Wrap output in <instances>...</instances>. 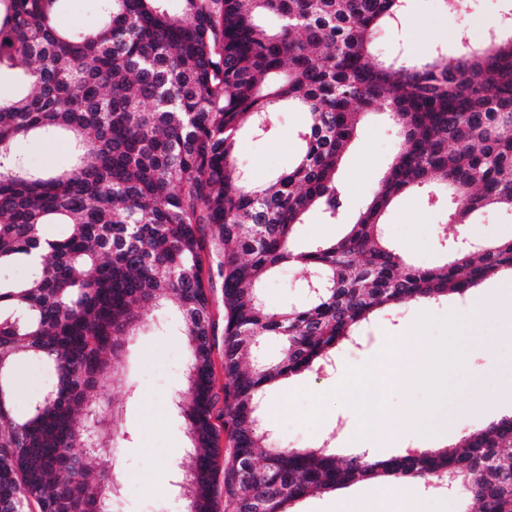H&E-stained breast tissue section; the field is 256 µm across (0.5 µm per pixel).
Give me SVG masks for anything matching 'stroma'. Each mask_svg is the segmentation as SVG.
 <instances>
[{
	"mask_svg": "<svg viewBox=\"0 0 512 512\" xmlns=\"http://www.w3.org/2000/svg\"><path fill=\"white\" fill-rule=\"evenodd\" d=\"M399 27L376 33L379 55L387 60L426 58L435 50L456 56L466 47L481 43L496 27L507 0H468L466 12H449L442 0H405ZM298 113L280 109L273 116L267 136L241 130L237 143V164L253 179L267 180L285 171L297 152L295 130ZM398 147L395 130L383 111L364 117L358 135L339 171V180L348 196L349 213H357L372 196L379 173ZM17 152L36 168H63L71 162V146L58 139L20 141ZM386 237L414 264L433 266L447 256L446 245L455 235L468 233L486 240L512 239V211L485 209L473 223L454 225L447 209L430 207L424 194L400 199L387 213ZM304 271L294 266L280 268L263 285L267 306L277 308L304 298ZM500 276L478 285V293L488 302L475 335H448V310L463 304L452 295L432 306L402 305L398 312L379 317L366 330L359 346L343 347L336 366L350 371L367 358H376L384 373L378 393L390 412H420L429 418H445L458 425L448 437L449 446H458L464 432L486 427L512 412V402H503L504 390H512V334L502 329L505 312L493 290ZM211 320L214 328L212 386L217 397L213 423L224 421V307L220 293H213ZM137 341L129 350L130 369L104 380L97 400L123 407V418L132 439L121 452L117 467L130 484L119 502V512H182L184 502L174 482V464L189 446L186 425L174 411L171 400L186 369L185 340L180 334L181 316L173 306H163L144 315ZM411 328L421 329L438 345H453L447 363L433 366L427 378L411 388L394 382L393 368L411 363L412 354L389 356L385 344ZM360 394L337 392L332 375L302 373L267 389L260 408L263 423L282 445L318 446L329 441L338 459L356 454L350 439L355 417L352 410L361 402ZM374 480L361 481L337 493H314L293 503L292 512H336L337 498L367 496L377 492Z\"/></svg>",
	"mask_w": 512,
	"mask_h": 512,
	"instance_id": "35a3bbf8",
	"label": "stroma"
}]
</instances>
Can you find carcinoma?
<instances>
[{
    "label": "carcinoma",
    "mask_w": 512,
    "mask_h": 512,
    "mask_svg": "<svg viewBox=\"0 0 512 512\" xmlns=\"http://www.w3.org/2000/svg\"><path fill=\"white\" fill-rule=\"evenodd\" d=\"M63 0H0V512H116L112 461L129 441L121 410L90 394L119 366L140 313L177 303L187 340L188 465L175 468L185 512H288L307 495L387 476L451 486L476 512H512V416L468 433L459 449L408 450L385 460L288 448L259 417L268 386L333 369L383 311L463 296L512 269V239L449 249L417 266L385 236L398 197L442 185L449 217L512 210V9L503 31L459 56L375 59L374 35L399 24L404 0H98L99 22L63 30ZM278 18L274 29L260 16ZM303 115L287 171L255 183L236 166L239 132L271 130L270 115ZM399 130L400 149L345 233L295 247L313 207L340 222L342 158L369 111ZM73 144L55 172L16 152L28 136ZM65 226L50 237L45 225ZM216 227L204 266L200 228ZM290 263L320 282L306 302L271 310L264 280ZM224 304V430L232 449L217 475L212 423L213 278ZM268 336L273 359L256 355ZM38 362L50 384L15 410L20 368ZM99 460L95 466L76 449Z\"/></svg>",
    "instance_id": "1"
}]
</instances>
